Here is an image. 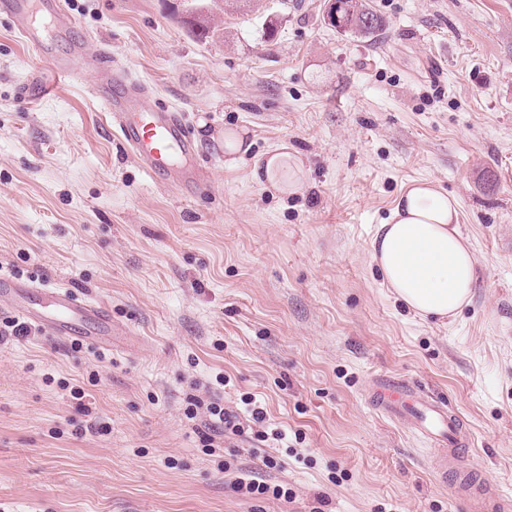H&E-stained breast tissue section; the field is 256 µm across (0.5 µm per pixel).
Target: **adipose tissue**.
Wrapping results in <instances>:
<instances>
[{"label": "adipose tissue", "mask_w": 512, "mask_h": 512, "mask_svg": "<svg viewBox=\"0 0 512 512\" xmlns=\"http://www.w3.org/2000/svg\"><path fill=\"white\" fill-rule=\"evenodd\" d=\"M301 170L285 150L270 151L254 166L253 179L274 188H298ZM453 196L426 182H416L398 197L388 220L378 225L370 260L384 285L418 316L445 318L456 314L472 297L477 261L458 226Z\"/></svg>", "instance_id": "1"}]
</instances>
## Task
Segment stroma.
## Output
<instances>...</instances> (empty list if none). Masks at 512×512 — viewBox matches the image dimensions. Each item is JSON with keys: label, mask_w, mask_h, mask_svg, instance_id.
Instances as JSON below:
<instances>
[{"label": "stroma", "mask_w": 512, "mask_h": 512, "mask_svg": "<svg viewBox=\"0 0 512 512\" xmlns=\"http://www.w3.org/2000/svg\"><path fill=\"white\" fill-rule=\"evenodd\" d=\"M368 2L385 22L370 37L328 24L327 0H66L71 39L184 114L198 196L148 175L87 82L0 17V272L103 303L118 330L111 349L0 337V512H465L426 442L368 403L376 375L446 397L467 468L512 500V0ZM43 80L56 95L27 104ZM228 130L250 145L232 168ZM281 145L302 166L294 193L251 176ZM418 180L456 196L479 262L444 321L369 257ZM193 396L255 397L287 439L208 454ZM264 455L291 500L234 491Z\"/></svg>", "instance_id": "obj_1"}]
</instances>
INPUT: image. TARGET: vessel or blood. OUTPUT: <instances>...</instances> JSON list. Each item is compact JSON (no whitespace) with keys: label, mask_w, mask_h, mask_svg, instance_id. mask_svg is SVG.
I'll use <instances>...</instances> for the list:
<instances>
[{"label":"vessel or blood","mask_w":512,"mask_h":512,"mask_svg":"<svg viewBox=\"0 0 512 512\" xmlns=\"http://www.w3.org/2000/svg\"><path fill=\"white\" fill-rule=\"evenodd\" d=\"M0 15L29 49L50 61L57 71L77 81L92 72L93 96L104 106L124 147L153 178L190 191L204 188L207 179L196 164L197 147L182 113L152 108L145 101V84L104 57L87 55L79 43L58 54L54 38L70 34L74 22L63 0H0ZM28 321L51 335L91 344L112 338V319L105 307L58 289L43 293L35 282L0 273V298ZM371 404L384 415L405 420L424 439L442 472L453 474L468 512H503V502H492L489 478H474L463 461L470 441L460 417L448 403L411 381L391 377L372 379Z\"/></svg>","instance_id":"1"}]
</instances>
